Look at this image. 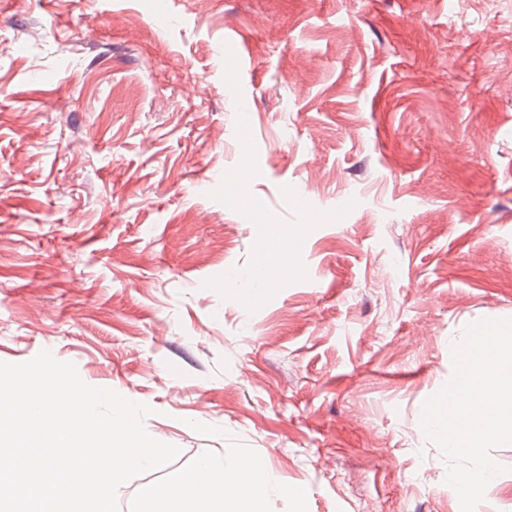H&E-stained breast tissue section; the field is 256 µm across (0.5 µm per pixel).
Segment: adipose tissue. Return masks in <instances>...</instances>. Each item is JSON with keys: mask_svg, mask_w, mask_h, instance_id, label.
<instances>
[{"mask_svg": "<svg viewBox=\"0 0 512 512\" xmlns=\"http://www.w3.org/2000/svg\"><path fill=\"white\" fill-rule=\"evenodd\" d=\"M270 254L269 262L251 274L254 285L244 291L250 300L258 299V284L298 272L282 240H275ZM269 489L268 472L254 457L239 456L227 467L200 458L168 491L140 485L139 499L143 512H260Z\"/></svg>", "mask_w": 512, "mask_h": 512, "instance_id": "ef3b65f1", "label": "adipose tissue"}]
</instances>
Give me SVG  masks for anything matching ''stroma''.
<instances>
[{
  "label": "stroma",
  "instance_id": "stroma-1",
  "mask_svg": "<svg viewBox=\"0 0 512 512\" xmlns=\"http://www.w3.org/2000/svg\"><path fill=\"white\" fill-rule=\"evenodd\" d=\"M281 225L298 276L224 286ZM512 318V0H0V362L258 458L263 512H457L420 426ZM476 512H512V445ZM298 489L282 497L278 485Z\"/></svg>",
  "mask_w": 512,
  "mask_h": 512
}]
</instances>
